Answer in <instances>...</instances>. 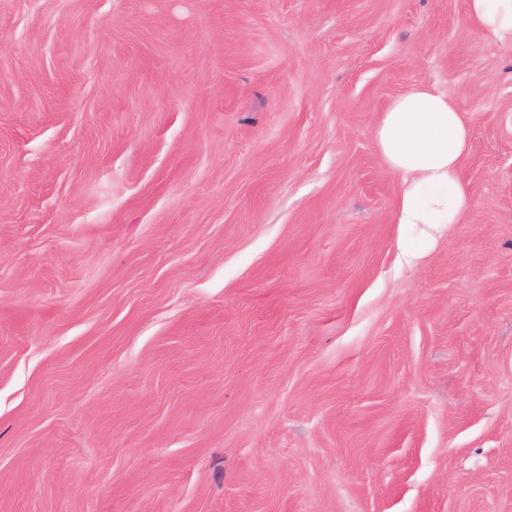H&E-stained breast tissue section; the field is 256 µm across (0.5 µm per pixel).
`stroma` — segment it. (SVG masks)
<instances>
[{"mask_svg":"<svg viewBox=\"0 0 512 512\" xmlns=\"http://www.w3.org/2000/svg\"><path fill=\"white\" fill-rule=\"evenodd\" d=\"M472 120L397 263L395 96ZM0 512H512V44L465 0H0Z\"/></svg>","mask_w":512,"mask_h":512,"instance_id":"obj_1","label":"stroma"}]
</instances>
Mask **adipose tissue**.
Listing matches in <instances>:
<instances>
[{
    "instance_id": "adipose-tissue-1",
    "label": "adipose tissue",
    "mask_w": 512,
    "mask_h": 512,
    "mask_svg": "<svg viewBox=\"0 0 512 512\" xmlns=\"http://www.w3.org/2000/svg\"><path fill=\"white\" fill-rule=\"evenodd\" d=\"M469 18L500 41L512 42V0H466ZM471 120L448 95L417 86L393 97L373 132L375 150L400 179L395 221L408 235L400 260L420 261L470 208L462 164L471 148Z\"/></svg>"
}]
</instances>
